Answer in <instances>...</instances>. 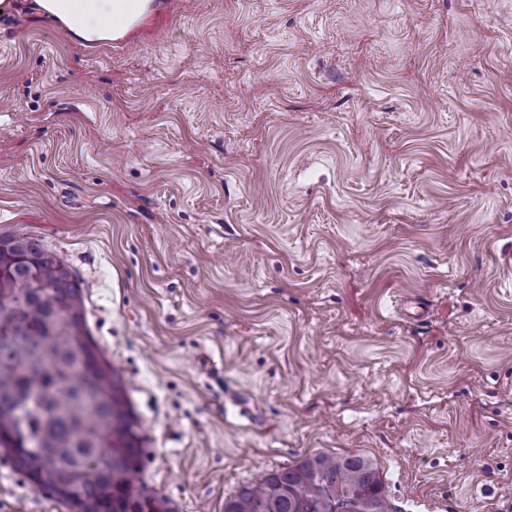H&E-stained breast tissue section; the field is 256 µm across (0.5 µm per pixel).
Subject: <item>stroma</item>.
<instances>
[{
	"mask_svg": "<svg viewBox=\"0 0 512 512\" xmlns=\"http://www.w3.org/2000/svg\"><path fill=\"white\" fill-rule=\"evenodd\" d=\"M8 231L68 254L171 512L317 452L512 512V0H159L100 43L8 0ZM0 512L68 510L0 457Z\"/></svg>",
	"mask_w": 512,
	"mask_h": 512,
	"instance_id": "1",
	"label": "stroma"
}]
</instances>
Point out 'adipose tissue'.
Listing matches in <instances>:
<instances>
[{
    "mask_svg": "<svg viewBox=\"0 0 512 512\" xmlns=\"http://www.w3.org/2000/svg\"><path fill=\"white\" fill-rule=\"evenodd\" d=\"M35 13L57 21L73 39L104 42L121 36L152 0H34Z\"/></svg>",
    "mask_w": 512,
    "mask_h": 512,
    "instance_id": "obj_1",
    "label": "adipose tissue"
}]
</instances>
